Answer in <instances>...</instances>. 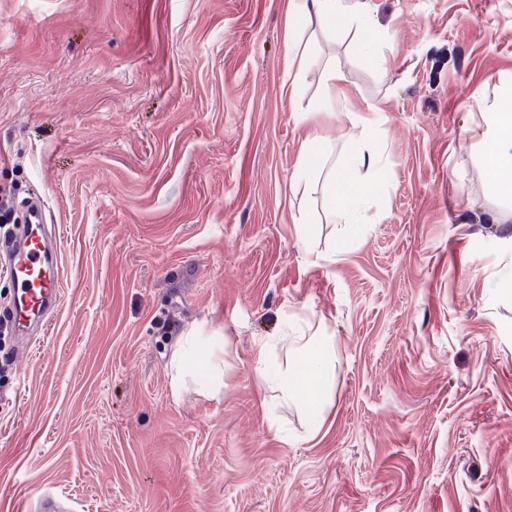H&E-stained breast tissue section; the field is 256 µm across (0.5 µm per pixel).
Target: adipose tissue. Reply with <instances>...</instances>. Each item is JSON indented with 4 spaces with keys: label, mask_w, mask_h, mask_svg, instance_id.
Wrapping results in <instances>:
<instances>
[{
    "label": "adipose tissue",
    "mask_w": 512,
    "mask_h": 512,
    "mask_svg": "<svg viewBox=\"0 0 512 512\" xmlns=\"http://www.w3.org/2000/svg\"><path fill=\"white\" fill-rule=\"evenodd\" d=\"M484 129L480 137L481 163L486 183L501 198L512 202V81L498 89L494 103L481 112ZM381 151H361L352 167L344 169L332 179L330 202L337 206L345 223H353L352 206L368 200L373 186L364 178L365 173L382 169ZM224 348L219 336H206L201 331H190L182 336L170 358L171 392L180 395L187 382L196 383L202 393L218 394L224 386ZM288 355L308 358L306 376L295 373L285 375L288 393L306 399L316 406L328 390V359L326 339L322 336H301L287 349Z\"/></svg>",
    "instance_id": "1"
}]
</instances>
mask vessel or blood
<instances>
[{"instance_id": "vessel-or-blood-1", "label": "vessel or blood", "mask_w": 512, "mask_h": 512, "mask_svg": "<svg viewBox=\"0 0 512 512\" xmlns=\"http://www.w3.org/2000/svg\"><path fill=\"white\" fill-rule=\"evenodd\" d=\"M0 270L8 274L14 288L11 303L0 311V318L19 338L12 359L22 366L28 357L22 336L54 315L61 296V252L43 198H28L23 222L0 239Z\"/></svg>"}]
</instances>
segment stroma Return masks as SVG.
Masks as SVG:
<instances>
[{"label":"stroma","instance_id":"1","mask_svg":"<svg viewBox=\"0 0 512 512\" xmlns=\"http://www.w3.org/2000/svg\"><path fill=\"white\" fill-rule=\"evenodd\" d=\"M337 6L299 21L292 95L288 0H0V209L40 193L63 270L25 369L0 336V512H512V220L471 134L512 0ZM331 71L348 104L299 121ZM362 148L346 224L328 178ZM193 328L224 338L218 396L170 394ZM315 332L319 424L277 377ZM288 56V75L285 84L288 82V89L293 93L297 89L298 78L306 71V58L303 54L295 52L292 37H288ZM326 148V142L321 135L314 133L310 137L300 156L299 174L291 186L295 194H301L302 196L306 194L308 184L317 167V155ZM384 165V157L379 150L360 151L355 157L354 166L344 169L337 176L331 178L330 187V205L336 214L337 209L341 213L346 224H353L354 217L352 211L347 207L354 204V210L361 206L362 202L372 196L373 186L365 180L366 173L379 172Z\"/></svg>","mask_w":512,"mask_h":512}]
</instances>
